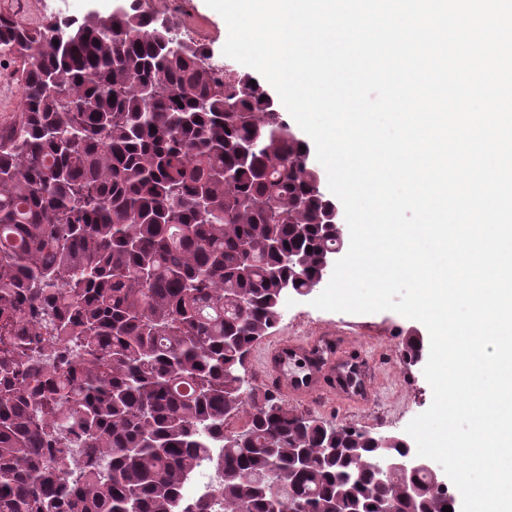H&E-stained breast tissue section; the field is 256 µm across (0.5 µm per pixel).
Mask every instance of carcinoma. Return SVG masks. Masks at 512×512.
Returning a JSON list of instances; mask_svg holds the SVG:
<instances>
[{"mask_svg": "<svg viewBox=\"0 0 512 512\" xmlns=\"http://www.w3.org/2000/svg\"><path fill=\"white\" fill-rule=\"evenodd\" d=\"M178 22L119 0L64 23L0 14V58L23 62L22 101L0 134V512H185L182 488L219 443L224 470L195 512H336L393 499L365 435L325 430L273 393L243 395L240 370L292 290L336 246L302 141ZM243 414L246 428L226 433ZM302 451L301 461L295 460ZM344 472L351 480L340 481ZM291 494L272 500L265 485ZM453 497L430 495L427 512Z\"/></svg>", "mask_w": 512, "mask_h": 512, "instance_id": "obj_1", "label": "carcinoma"}]
</instances>
